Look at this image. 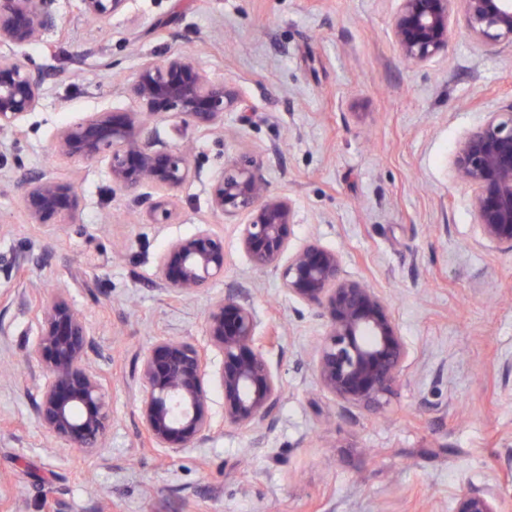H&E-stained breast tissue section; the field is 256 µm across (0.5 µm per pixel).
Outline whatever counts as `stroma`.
<instances>
[{
    "label": "stroma",
    "mask_w": 512,
    "mask_h": 512,
    "mask_svg": "<svg viewBox=\"0 0 512 512\" xmlns=\"http://www.w3.org/2000/svg\"><path fill=\"white\" fill-rule=\"evenodd\" d=\"M397 0H126L108 27L82 0H54L56 28L23 46L43 74L38 107L0 135V512H452L466 488L512 500V252L482 241L470 194L452 178L457 143L512 104V42L487 53L455 12L448 52L407 64L392 40ZM192 54L236 97L223 130L167 113L158 138L193 144L192 179L171 219L154 223L150 189H117L106 160H62L61 126L136 109L123 83L147 59ZM109 57L111 70L99 69ZM247 156L295 206L293 246L338 251L346 270L390 302L409 370L375 411L347 409L318 384L315 310L255 270L239 245L243 215L211 202L226 160ZM74 185L79 216L34 224L22 183ZM211 225L224 275L180 297L156 278L166 245ZM63 293L92 331L112 414L87 456L47 437L44 375L28 358L42 297ZM248 293L284 396L257 428L224 424L212 384L210 436L153 448L140 417L137 359L157 337L207 342L212 300Z\"/></svg>",
    "instance_id": "35a3bbf8"
}]
</instances>
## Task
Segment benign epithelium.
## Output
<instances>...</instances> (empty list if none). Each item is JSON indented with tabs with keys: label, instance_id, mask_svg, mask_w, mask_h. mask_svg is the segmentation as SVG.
I'll list each match as a JSON object with an SVG mask.
<instances>
[{
	"label": "benign epithelium",
	"instance_id": "7a95c632",
	"mask_svg": "<svg viewBox=\"0 0 512 512\" xmlns=\"http://www.w3.org/2000/svg\"><path fill=\"white\" fill-rule=\"evenodd\" d=\"M93 22L104 26L125 0H82ZM462 3L469 30L488 51L512 41V0H398L391 36L403 58L423 66L448 51L451 17ZM53 0H0V44L23 46L56 26ZM141 111L91 112L62 127L53 143L62 159L91 163L107 158L112 184L122 191L151 187L157 223L172 214L174 193L190 181L186 151L158 141L153 117L172 112L206 130L224 125L236 98L224 81L211 77L183 52L162 61L145 60L124 83ZM42 95L41 73L18 54L0 55V133H18ZM453 180L471 194L480 237L512 251V105L489 112L457 144ZM213 206L228 216L245 215L240 244L252 267L279 275L288 295L314 309L326 331L312 360L317 382L346 408L379 407L408 368V347L388 300L355 279L341 255L317 241L291 247L293 201L269 191L251 159L224 162L211 188ZM21 203L34 224L76 219L79 198L72 184L44 176L25 183ZM224 272V238L209 225L168 244L156 264L169 291L193 295ZM41 329L29 357L46 372L38 419L47 435L86 454L97 452L111 416L100 371L88 360L91 331L81 311L62 294L47 296L40 308ZM260 319L245 297L226 296L207 311L209 344L197 346L157 337L139 357L143 385L140 415L155 448H190L212 430L207 411L212 377L211 352L222 356L218 382L224 392V425L257 426L267 421L284 395L278 372L264 353ZM453 512H512L496 486L465 490Z\"/></svg>",
	"mask_w": 512,
	"mask_h": 512
}]
</instances>
